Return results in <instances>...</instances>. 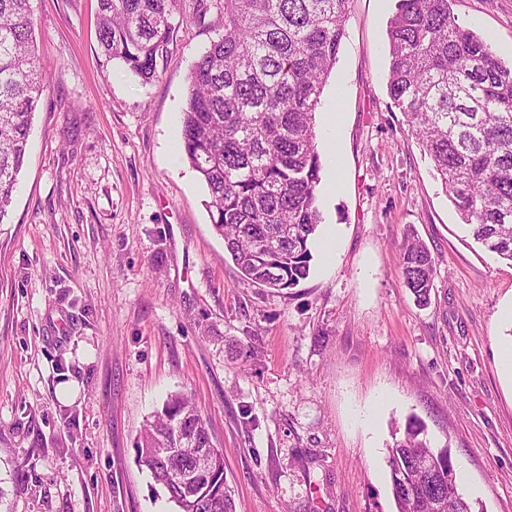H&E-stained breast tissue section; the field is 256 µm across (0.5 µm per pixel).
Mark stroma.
<instances>
[{
	"label": "stroma",
	"mask_w": 512,
	"mask_h": 512,
	"mask_svg": "<svg viewBox=\"0 0 512 512\" xmlns=\"http://www.w3.org/2000/svg\"><path fill=\"white\" fill-rule=\"evenodd\" d=\"M396 0H350L316 114L338 113L335 190L308 279L244 284L184 154L190 74L222 0H179L157 79L102 54L98 0H32L47 89L0 224V512H177L137 461L144 420L198 406L235 512H397L388 450L409 421L449 449L460 490L512 512V264L480 248L387 90ZM512 61V0H454ZM415 235L430 305L403 285ZM376 406V426L359 411ZM399 264L404 286L419 304L427 305L437 276L435 260L427 246L407 237L399 249Z\"/></svg>",
	"instance_id": "obj_1"
}]
</instances>
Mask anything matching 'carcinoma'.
<instances>
[{
    "label": "carcinoma",
    "mask_w": 512,
    "mask_h": 512,
    "mask_svg": "<svg viewBox=\"0 0 512 512\" xmlns=\"http://www.w3.org/2000/svg\"><path fill=\"white\" fill-rule=\"evenodd\" d=\"M179 0H98L104 55L142 80L158 77ZM350 0H224V35L191 72L182 138L208 190L206 206L224 250L249 284L277 291L307 279L321 155L316 112L336 64ZM453 0H397L387 29L388 92L406 118L461 222L476 243L512 263V64L457 22ZM46 83L34 47L31 0H0V224L8 216L35 110ZM403 284L426 305L437 268L427 246L399 249ZM213 447L197 405L170 397L146 420L137 460L178 512H234L223 456L190 497L172 478L191 458H168L173 428ZM410 423L389 448L397 512H476L448 482L446 448ZM443 468H420L422 457Z\"/></svg>",
    "instance_id": "1"
}]
</instances>
